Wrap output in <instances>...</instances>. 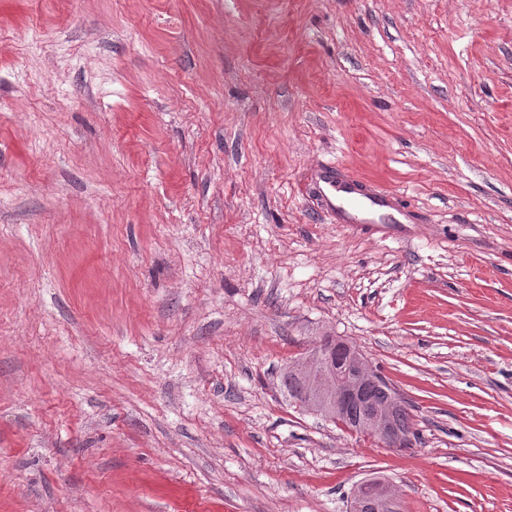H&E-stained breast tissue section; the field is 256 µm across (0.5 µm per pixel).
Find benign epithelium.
I'll return each mask as SVG.
<instances>
[{"label": "benign epithelium", "instance_id": "obj_1", "mask_svg": "<svg viewBox=\"0 0 512 512\" xmlns=\"http://www.w3.org/2000/svg\"><path fill=\"white\" fill-rule=\"evenodd\" d=\"M323 341L313 342L306 360V402L329 405L331 419L345 416V409L352 400L363 397L366 385L375 380V371L359 350L344 339H336V347L345 350V355L330 361L320 350ZM404 407L403 398L396 391L387 393L381 403H367L359 418L351 425L360 431L372 434L386 446L400 451L413 447L414 440L403 434L394 422V414Z\"/></svg>", "mask_w": 512, "mask_h": 512}]
</instances>
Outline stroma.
<instances>
[{
	"mask_svg": "<svg viewBox=\"0 0 512 512\" xmlns=\"http://www.w3.org/2000/svg\"><path fill=\"white\" fill-rule=\"evenodd\" d=\"M333 165L405 224H340ZM352 342L395 452L299 410ZM512 512V0H0V512ZM302 357L297 358L288 364L283 373V386L291 399L298 398L303 386L302 372L300 369Z\"/></svg>",
	"mask_w": 512,
	"mask_h": 512,
	"instance_id": "35a3bbf8",
	"label": "stroma"
}]
</instances>
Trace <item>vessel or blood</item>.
<instances>
[{
	"instance_id": "obj_1",
	"label": "vessel or blood",
	"mask_w": 512,
	"mask_h": 512,
	"mask_svg": "<svg viewBox=\"0 0 512 512\" xmlns=\"http://www.w3.org/2000/svg\"><path fill=\"white\" fill-rule=\"evenodd\" d=\"M314 180L330 211L337 221L355 223L358 220L394 224L398 221L400 210L392 193L379 190L366 195L361 205L360 214H353L344 209L342 202L354 192V182L349 178L337 177L334 167H326L315 173Z\"/></svg>"
}]
</instances>
